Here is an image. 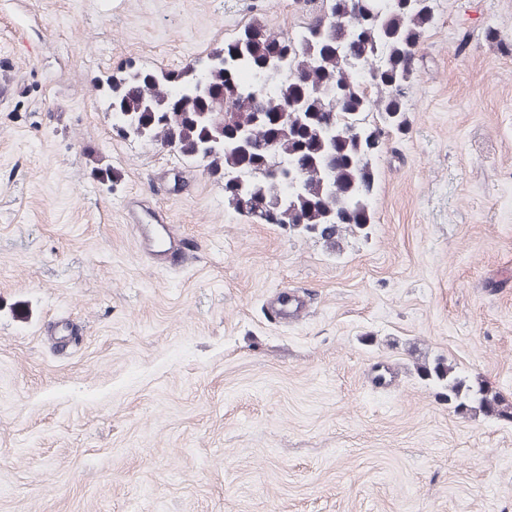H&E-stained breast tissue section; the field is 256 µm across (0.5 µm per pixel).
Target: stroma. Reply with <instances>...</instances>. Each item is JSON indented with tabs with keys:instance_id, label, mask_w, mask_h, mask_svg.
<instances>
[{
	"instance_id": "1",
	"label": "stroma",
	"mask_w": 512,
	"mask_h": 512,
	"mask_svg": "<svg viewBox=\"0 0 512 512\" xmlns=\"http://www.w3.org/2000/svg\"><path fill=\"white\" fill-rule=\"evenodd\" d=\"M256 2L0 0V512H512V420L417 374L512 401V0H437L374 219L335 248L118 135L97 89L309 20ZM418 374L437 384L447 392L448 402L456 404L459 410L495 417L512 419V403L506 400L498 391H493L479 379L475 381L456 374L453 365L443 366L436 363L431 369L419 367Z\"/></svg>"
}]
</instances>
